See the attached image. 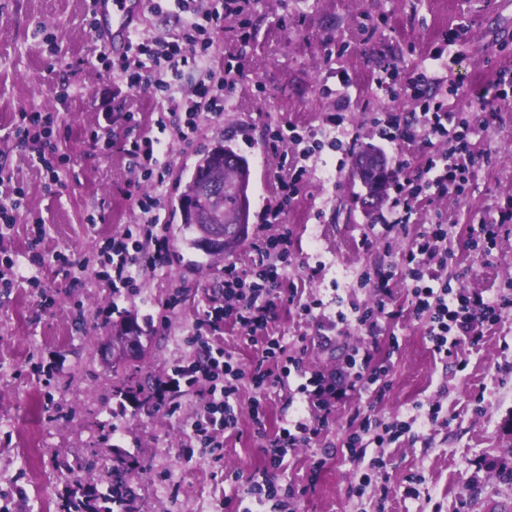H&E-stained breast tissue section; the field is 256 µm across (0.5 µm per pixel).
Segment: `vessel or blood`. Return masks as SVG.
<instances>
[{
  "label": "vessel or blood",
  "mask_w": 512,
  "mask_h": 512,
  "mask_svg": "<svg viewBox=\"0 0 512 512\" xmlns=\"http://www.w3.org/2000/svg\"><path fill=\"white\" fill-rule=\"evenodd\" d=\"M90 10L107 48L116 54L124 53L139 25L143 0H90Z\"/></svg>",
  "instance_id": "vessel-or-blood-1"
}]
</instances>
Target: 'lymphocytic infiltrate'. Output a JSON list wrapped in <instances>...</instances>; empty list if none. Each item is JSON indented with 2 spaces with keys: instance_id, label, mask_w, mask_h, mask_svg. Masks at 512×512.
<instances>
[{
  "instance_id": "lymphocytic-infiltrate-1",
  "label": "lymphocytic infiltrate",
  "mask_w": 512,
  "mask_h": 512,
  "mask_svg": "<svg viewBox=\"0 0 512 512\" xmlns=\"http://www.w3.org/2000/svg\"><path fill=\"white\" fill-rule=\"evenodd\" d=\"M196 3L197 0H151L152 10H164L179 18L177 36L132 35L129 50L112 66L113 72L129 87L151 88L168 102L169 107L159 114L156 126L160 134L173 131L184 143L193 141L203 114L220 115L229 108L230 94L244 69L243 58L229 55L224 61H217L213 53L214 35L223 29L225 17L243 14L250 0H219L217 8L205 11L199 10ZM443 55V49H434L430 54L433 67L417 72L409 83L398 84V74L394 71L379 78L378 83L389 97L401 93L419 99L429 87H446L447 81L436 65ZM187 66L199 75L188 91L182 85L183 69ZM498 120L499 112L494 105H487L484 112L474 116L449 111L448 99L444 96L425 104L415 121L392 107L376 113L374 124L380 139L396 149L397 169L409 167L419 134H426L428 140L448 147L445 153L428 156L416 178L395 182L396 204L409 214L434 199L447 197L448 193L463 196L478 172L470 139L472 127L476 124L487 127ZM56 122V113L33 110L19 113L14 129L19 144H27L33 137L41 139L46 153V174L52 184L57 181L59 162L54 141ZM160 134L156 137L138 134L126 148L133 172L139 180L148 183L151 190L135 199L142 215L141 223L127 225L122 233L113 235L99 248L105 265L111 269L106 280L115 289L135 290L142 273L164 265L170 254L168 237L157 230L169 171ZM288 142L294 144L297 151L292 159L280 164L276 178L278 203L266 208L260 218L261 223L277 225V232L259 239L256 249L260 259L248 268L242 269L233 263L225 265L219 285L222 302L207 310L198 321L199 326L215 331L225 324L242 330L255 347L256 357L246 364L233 352L217 349L208 352L206 363L194 361L176 367V380L169 386L170 391L176 392L181 386L192 387L198 381H207V409L192 425V440L203 448H218L222 445L220 433L237 428L238 412L230 399L241 383H249L254 392L251 418L260 428L265 425L263 401L267 392L285 383H294L300 400L316 408L318 414L308 418L294 413L269 440L264 480L251 484L248 492L270 499L277 494L275 478L285 456L317 440L328 429L329 418L336 407L350 403L357 393L369 391L381 397L389 389L391 365L389 360L377 356L376 334L380 321L394 320L403 310L394 303L391 276H363L359 285L373 291V301L363 307L337 308L330 324L335 327L355 323L367 330L370 338L353 348L344 363L328 374L307 371L302 357L286 354L284 337L269 332L268 315L277 306H295L299 316L307 319L315 318L317 310L324 307L319 300L302 301L297 289L284 285L293 257L291 233L283 216L306 176L308 160L332 145L333 140L328 132L304 131L291 123L270 129V147ZM449 227L443 216H436L432 224L416 234L401 263V275L410 283L407 308L421 321L433 353L443 360L458 359L462 346L478 343L486 328L512 311L511 288H503L487 297L479 292L453 288L443 278V270L455 257L448 246ZM411 429V422L406 420L385 425L365 415L346 433L341 452L351 460H368L369 470L360 477L361 483L367 484L371 481V471L383 465L381 459L367 458V448L375 443L398 441Z\"/></svg>"
}]
</instances>
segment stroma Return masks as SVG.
<instances>
[{
    "label": "stroma",
    "mask_w": 512,
    "mask_h": 512,
    "mask_svg": "<svg viewBox=\"0 0 512 512\" xmlns=\"http://www.w3.org/2000/svg\"><path fill=\"white\" fill-rule=\"evenodd\" d=\"M250 38L244 70L232 91L234 107L204 118L193 143L173 142L161 219L171 224L173 208L198 153L224 141L245 157L251 170L249 233L235 251L211 260L171 239L184 264L168 263L147 273L137 289L113 292L100 279L97 245L137 223L132 196L146 192L136 182L120 143L132 139L133 112L142 126L160 111L151 93L132 90L114 78L112 63L90 26L87 0H0V173L27 191L13 228L0 250L16 262L18 283L0 288V512H61L67 498L105 485V464L126 463L137 499L136 512H512V483L490 469L494 458L512 456V315L485 330L477 345H465L466 368L435 357L422 325L410 314L385 321L381 354L391 357L390 388L384 397L365 392L353 407L339 408L330 428L311 447L288 454L276 476L278 502H259L247 488L260 479L265 437L250 415L254 393L241 385L232 403L239 412L238 435L219 451L182 450L205 400L199 388L173 396L177 411L151 412L116 396L119 384L102 355L112 330L104 324L111 308L152 318L148 357L129 363L132 382L146 392L163 387L175 365L197 358L189 338L203 334L215 348L243 361L255 356L243 331L225 327L198 331L197 321L216 295L226 264L257 260L253 242L263 231L260 212L275 205L273 183L280 156L266 146V126L290 121L319 130L327 117L344 118L342 139L381 145L373 115L391 105L407 115L421 102L389 100L375 82L383 69L400 81L429 65V52L445 48L442 73L457 85L450 100L457 112H475L476 91L497 72L512 73V0H252L250 9L228 17L215 38L216 52L232 49L240 29ZM353 87L345 102L323 95L337 73ZM39 107L57 113L62 156L53 192L34 145L19 146L13 130L21 112ZM500 120L476 130V179L464 198L434 201L411 214L406 229L392 228L391 204L367 213L364 188L351 176V158L324 149L309 161V173L285 216L292 232L293 264L288 281L304 295L321 299L334 312L337 299L359 306L371 302L360 275L394 272L396 299L406 285L398 277L401 258L415 235L442 212L455 221L450 246L454 261L446 274L452 287L489 292L512 283V232L487 253L466 240L482 221L512 198V100L498 101ZM107 123L114 146L94 145L88 132ZM386 158L391 146L381 145ZM43 222V264L30 258L28 240ZM69 255L60 267L55 254ZM175 309H167L169 301ZM276 335L309 340L304 356L313 371L335 370L366 338L357 326L336 330L331 344H318L317 322L295 308L276 307L269 319ZM399 348L390 351L389 336ZM440 402L436 422L416 424L399 442L369 448L385 465L358 491L362 463L341 456L353 411L391 422L415 415L419 403ZM101 466L88 470L86 459ZM322 468H315L317 458ZM298 497H289V489Z\"/></svg>",
    "instance_id": "stroma-1"
}]
</instances>
